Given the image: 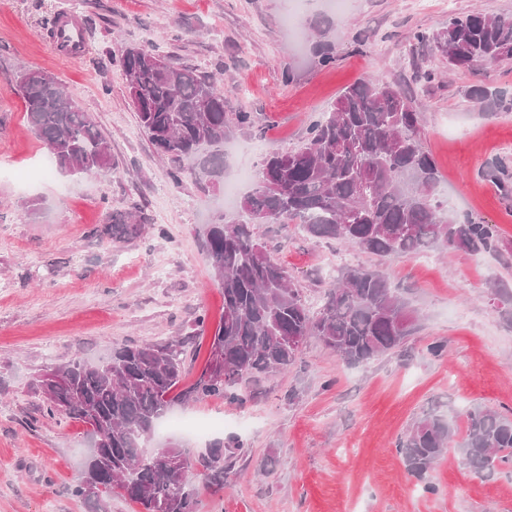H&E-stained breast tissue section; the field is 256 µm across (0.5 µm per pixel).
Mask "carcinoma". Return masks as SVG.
<instances>
[{
  "label": "carcinoma",
  "instance_id": "obj_1",
  "mask_svg": "<svg viewBox=\"0 0 512 512\" xmlns=\"http://www.w3.org/2000/svg\"><path fill=\"white\" fill-rule=\"evenodd\" d=\"M414 40L430 44L448 66L473 68L512 56V17L472 13ZM127 92L140 127L173 167L176 185L224 177V139L255 116L224 111V88L189 67L170 65L154 44L129 46L121 60ZM31 130L57 169L92 174L111 165L110 147L90 114L39 70L17 77ZM474 98L485 111L503 102V92L479 87ZM419 112L395 86L370 75L347 87L331 111L312 122L297 147L264 156L257 183L239 202L246 220L221 216L204 243L224 294V313L212 335L205 366L186 381V340L112 347L105 361L75 358L59 367L66 380L37 379L45 412L66 414L86 427L90 452L82 480L71 488L89 512H106L118 494L142 512H201L190 485L175 484L174 465L189 454L175 441L142 452L144 442L176 404L209 399L243 400L250 379L288 371L308 338L317 337L347 364H360L399 346L413 312L388 277L367 267L349 268L313 310L288 269L273 260L255 232L257 224H298L312 239L334 240L378 257L414 255L433 244L473 254L500 255L492 228L464 215L443 216L440 174L418 134ZM144 218L111 217L102 234L111 242L141 237ZM443 416L429 414L398 442L407 471L419 480L443 449L457 443L463 464L490 473L512 462V420L474 408L460 441ZM243 448L230 435L214 442L204 473L222 489Z\"/></svg>",
  "mask_w": 512,
  "mask_h": 512
}]
</instances>
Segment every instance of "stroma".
Segmentation results:
<instances>
[{
    "instance_id": "obj_1",
    "label": "stroma",
    "mask_w": 512,
    "mask_h": 512,
    "mask_svg": "<svg viewBox=\"0 0 512 512\" xmlns=\"http://www.w3.org/2000/svg\"><path fill=\"white\" fill-rule=\"evenodd\" d=\"M326 10L324 0H0V512H86L70 493L85 428L43 411L39 372L75 357L105 361L117 344L188 336L186 366L197 373L210 338L197 335L196 322L215 327L224 311L203 248L225 210L224 189L188 176L173 185L170 162L128 99L126 47L150 41L174 65L221 74L225 112L256 116L224 142L228 180L263 154L298 146L358 80L398 86L420 109L419 137L442 174L449 215L481 217L512 253V200L490 175L499 164L512 174V57L452 70L412 39L476 11L512 16V0H429L424 10L415 0H352L324 34L335 61L323 66L308 27ZM58 13L84 23L80 60L57 56L44 39ZM426 64L436 81L416 80ZM24 69L54 75L90 113L111 147L108 171L35 178L46 149L14 90ZM478 85L504 92L503 109L484 114L472 95ZM117 213L144 217L148 233L108 243L101 231ZM257 233L309 304L344 268L377 266L416 323L401 347L360 365L309 338L288 372L251 382L244 403L185 406L195 419L224 421L200 439L178 434L192 454L230 435L243 443L224 489L188 471L203 512H512V468L476 473L452 446L421 482L396 450L433 411L458 427L475 407L512 417V304L495 294L498 281L512 285V270L496 256L441 245L382 260L308 238L295 224H261Z\"/></svg>"
}]
</instances>
